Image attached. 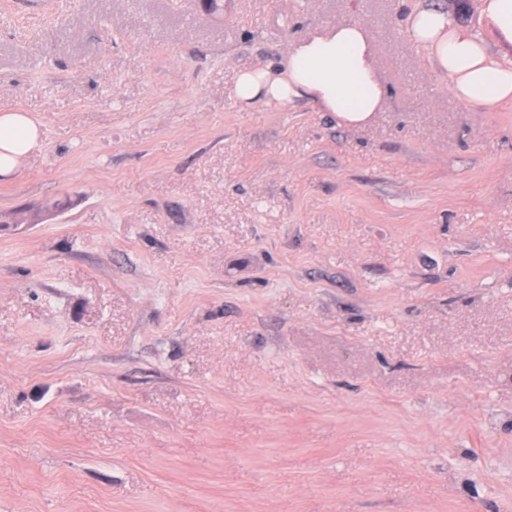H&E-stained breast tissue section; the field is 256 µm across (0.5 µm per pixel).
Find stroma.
<instances>
[{"instance_id": "35a3bbf8", "label": "stroma", "mask_w": 512, "mask_h": 512, "mask_svg": "<svg viewBox=\"0 0 512 512\" xmlns=\"http://www.w3.org/2000/svg\"><path fill=\"white\" fill-rule=\"evenodd\" d=\"M421 0H0V512H512V101ZM358 22L362 127L240 71ZM407 33L448 76L451 92L463 104L491 109L512 99V59L490 53L481 23L464 25L448 9L426 2L407 16ZM41 137L38 125L29 112L0 113V176H11L21 158L32 151Z\"/></svg>"}]
</instances>
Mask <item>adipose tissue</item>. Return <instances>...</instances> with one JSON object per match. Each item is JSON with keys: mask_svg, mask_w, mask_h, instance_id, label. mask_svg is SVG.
I'll return each mask as SVG.
<instances>
[{"mask_svg": "<svg viewBox=\"0 0 512 512\" xmlns=\"http://www.w3.org/2000/svg\"><path fill=\"white\" fill-rule=\"evenodd\" d=\"M481 17L482 24L465 25L448 9L425 0L408 15L407 33L447 76L460 102L490 109L512 99V59L494 56L488 48L492 40L512 45V0H481ZM234 94L248 107L304 100L347 126L366 124L386 97L372 46L357 23L336 25L293 45L277 67L240 72ZM40 137L29 113L1 112L0 176L12 175Z\"/></svg>", "mask_w": 512, "mask_h": 512, "instance_id": "ef3b65f1", "label": "adipose tissue"}]
</instances>
